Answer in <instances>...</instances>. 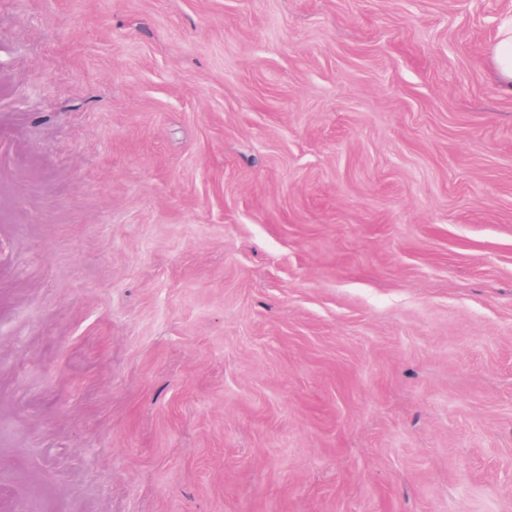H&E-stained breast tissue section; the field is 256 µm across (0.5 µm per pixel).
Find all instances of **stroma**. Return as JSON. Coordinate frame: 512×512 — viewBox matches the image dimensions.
<instances>
[{
  "mask_svg": "<svg viewBox=\"0 0 512 512\" xmlns=\"http://www.w3.org/2000/svg\"><path fill=\"white\" fill-rule=\"evenodd\" d=\"M512 0H0V512H512ZM487 54L493 75L501 90L512 94V17L503 20L496 40L488 47Z\"/></svg>",
  "mask_w": 512,
  "mask_h": 512,
  "instance_id": "stroma-1",
  "label": "stroma"
}]
</instances>
